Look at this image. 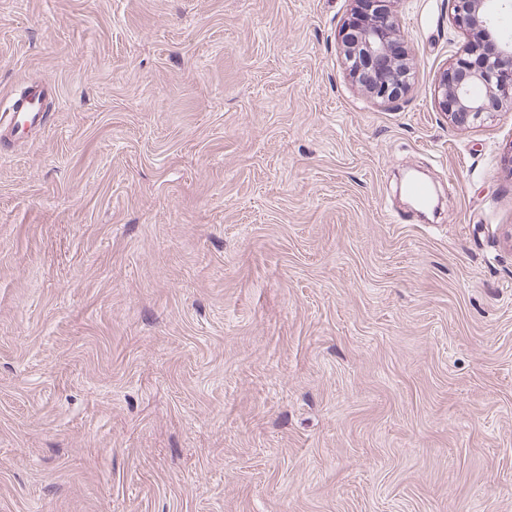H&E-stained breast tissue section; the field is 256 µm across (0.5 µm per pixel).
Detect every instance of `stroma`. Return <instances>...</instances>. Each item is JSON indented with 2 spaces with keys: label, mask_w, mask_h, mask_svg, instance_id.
<instances>
[{
  "label": "stroma",
  "mask_w": 512,
  "mask_h": 512,
  "mask_svg": "<svg viewBox=\"0 0 512 512\" xmlns=\"http://www.w3.org/2000/svg\"><path fill=\"white\" fill-rule=\"evenodd\" d=\"M349 5L0 0V512H512V109L448 0L376 103ZM459 28L492 40L493 53L476 60L459 57L446 68L436 86V95L448 120L457 127L469 125L483 114L512 108V41L498 39L497 19L503 0H449ZM481 87V97L471 94ZM490 112V113H489ZM53 94L50 85L32 82L10 99L8 108L0 113V144L13 143L19 131H40L50 118L49 100Z\"/></svg>",
  "instance_id": "stroma-1"
}]
</instances>
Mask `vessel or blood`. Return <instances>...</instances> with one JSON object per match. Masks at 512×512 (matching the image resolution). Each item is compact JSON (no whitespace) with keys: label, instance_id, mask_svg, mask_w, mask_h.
<instances>
[{"label":"vessel or blood","instance_id":"vessel-or-blood-1","mask_svg":"<svg viewBox=\"0 0 512 512\" xmlns=\"http://www.w3.org/2000/svg\"><path fill=\"white\" fill-rule=\"evenodd\" d=\"M52 94L50 85L33 82L12 97L8 108L0 113V144L12 143L18 132L44 129L50 118Z\"/></svg>","mask_w":512,"mask_h":512}]
</instances>
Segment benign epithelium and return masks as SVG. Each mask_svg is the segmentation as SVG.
<instances>
[{
  "label": "benign epithelium",
  "mask_w": 512,
  "mask_h": 512,
  "mask_svg": "<svg viewBox=\"0 0 512 512\" xmlns=\"http://www.w3.org/2000/svg\"><path fill=\"white\" fill-rule=\"evenodd\" d=\"M391 2L399 0H352L342 24L345 53L355 61L352 78L384 102L397 99L407 88L413 66L411 50L400 45ZM451 2L457 26L493 41L488 55L456 59L436 86L448 120L465 127L486 113L512 108V41L496 38L504 0Z\"/></svg>",
  "instance_id": "obj_1"
}]
</instances>
